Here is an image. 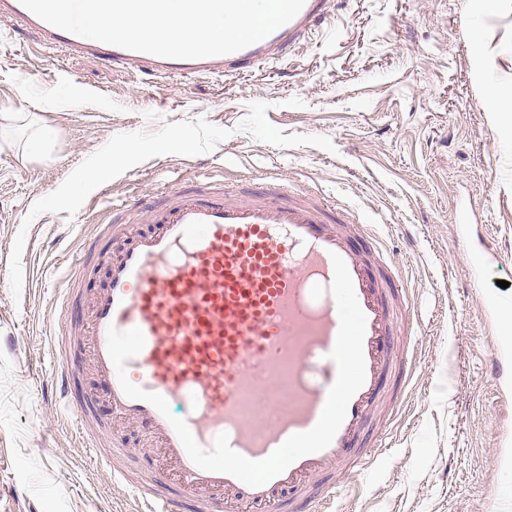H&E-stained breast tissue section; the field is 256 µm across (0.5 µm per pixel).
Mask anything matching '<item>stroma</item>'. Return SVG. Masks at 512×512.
I'll return each mask as SVG.
<instances>
[{"instance_id": "obj_1", "label": "stroma", "mask_w": 512, "mask_h": 512, "mask_svg": "<svg viewBox=\"0 0 512 512\" xmlns=\"http://www.w3.org/2000/svg\"><path fill=\"white\" fill-rule=\"evenodd\" d=\"M27 40L0 18V110L54 131L35 159L26 128L0 133V512H113L129 496L51 383L56 269L106 200L229 171L315 189L379 225L422 317L392 446L341 484L340 512H512V464L497 461L512 405L498 402L479 321L482 289L512 304V142L483 105L488 86L512 92V0H341L287 60L187 81ZM106 151L115 163L96 171ZM95 417L138 469H161L143 427L103 400Z\"/></svg>"}]
</instances>
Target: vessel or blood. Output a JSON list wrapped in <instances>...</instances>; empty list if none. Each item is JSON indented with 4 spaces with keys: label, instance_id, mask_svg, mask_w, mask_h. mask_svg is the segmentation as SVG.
<instances>
[{
    "label": "vessel or blood",
    "instance_id": "b4317fda",
    "mask_svg": "<svg viewBox=\"0 0 512 512\" xmlns=\"http://www.w3.org/2000/svg\"><path fill=\"white\" fill-rule=\"evenodd\" d=\"M336 0H305L298 15L263 40L232 54L171 59L131 51L57 29L0 0V18L32 33L39 46L92 57L138 75H236L287 57L335 13ZM144 213L147 230L122 231L116 257L96 242L65 269L55 300L59 319L48 338L61 361L53 381L75 416L84 447L132 498L119 512H334L338 482L355 478L383 448L420 368L414 302L381 234L352 223L325 197L281 186L179 182L150 206L124 201L97 211V234L124 214ZM340 255L366 316L365 382L351 398L331 444L305 455L259 487L205 471L188 457L170 422L151 404L122 391L107 350V330L139 328L142 351L127 362L136 383L167 401H183L196 442L211 449L219 434L254 461L318 421L337 368L329 358L340 320L328 287ZM107 281L82 318L81 283L99 261ZM89 353L101 388H79L80 357ZM489 370L501 396L512 395V341L493 340ZM115 414L142 424L172 479L131 476L122 435L100 449L94 421L99 396Z\"/></svg>",
    "mask_w": 512,
    "mask_h": 512
}]
</instances>
